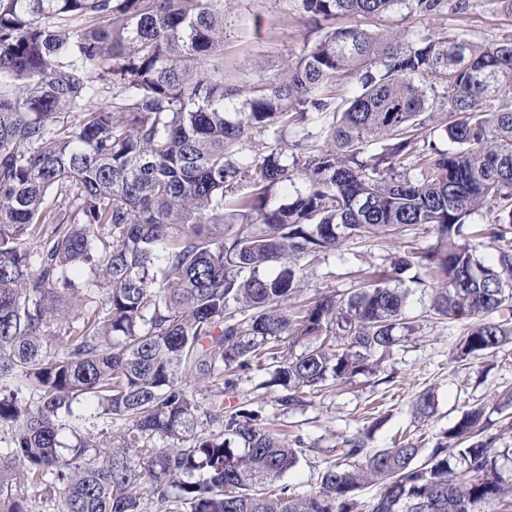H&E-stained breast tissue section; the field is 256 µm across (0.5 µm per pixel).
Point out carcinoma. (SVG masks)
<instances>
[{
  "label": "carcinoma",
  "instance_id": "1",
  "mask_svg": "<svg viewBox=\"0 0 512 512\" xmlns=\"http://www.w3.org/2000/svg\"><path fill=\"white\" fill-rule=\"evenodd\" d=\"M297 2L316 27L398 6L427 18L471 7ZM344 76L356 88L339 104ZM506 87L512 35L329 30L284 76L243 88L224 73V0H0V512H33L18 479L44 487L50 512H143L145 493L159 512H360L356 493L372 483L381 493L368 512H512L507 452L486 435L483 404L424 459L407 439L341 437L303 496L282 483L302 449L253 402L224 407L239 372L269 359L257 388L284 411L372 372L419 328L414 268L438 281L431 317L467 325L461 355L512 344ZM428 112L456 117L451 148L427 141ZM253 130L266 142L247 155ZM311 139L321 147H303ZM280 185L293 192L267 207ZM418 227L435 242L389 252L345 294L290 303L302 261ZM479 240L495 259L477 255ZM86 265L98 275L80 280ZM75 317L81 333L48 350L52 327ZM413 413L435 415L431 390ZM156 436L171 446L131 464L128 451Z\"/></svg>",
  "mask_w": 512,
  "mask_h": 512
}]
</instances>
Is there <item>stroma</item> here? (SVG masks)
<instances>
[{"label":"stroma","mask_w":512,"mask_h":512,"mask_svg":"<svg viewBox=\"0 0 512 512\" xmlns=\"http://www.w3.org/2000/svg\"><path fill=\"white\" fill-rule=\"evenodd\" d=\"M330 24L410 37L463 30L475 41L490 43L512 33V13L500 0H475L464 18L451 13L430 19L398 9L373 17L339 15ZM316 39L306 14L293 2L283 10L278 0H225L224 70L241 86L249 88L259 80L282 76L289 60ZM384 256L379 248L348 240L338 251L308 263L298 297L347 293L353 286V271L382 265ZM462 335L459 325L427 319L382 363L379 375H361L344 388L315 393L307 405L288 412L259 389L265 373L255 368L241 372L236 391L225 402L233 406L251 400L262 407L272 428L302 439L299 463L284 478L301 496L314 487L319 472L328 465V450L338 437L368 427L372 447L384 448L404 437L427 451L436 434L453 427L471 405L492 402L512 389V344L495 354L462 360L456 356ZM388 374L393 382H385ZM426 388L434 392L437 412L432 420L421 422L414 419L412 406Z\"/></svg>","instance_id":"35a3bbf8"}]
</instances>
